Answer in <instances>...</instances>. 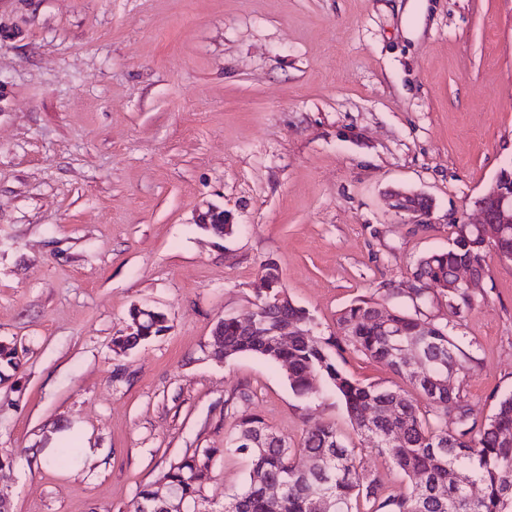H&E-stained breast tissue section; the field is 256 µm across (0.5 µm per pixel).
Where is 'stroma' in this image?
<instances>
[{
    "instance_id": "1",
    "label": "stroma",
    "mask_w": 512,
    "mask_h": 512,
    "mask_svg": "<svg viewBox=\"0 0 512 512\" xmlns=\"http://www.w3.org/2000/svg\"><path fill=\"white\" fill-rule=\"evenodd\" d=\"M512 163V0H0V496L14 512H125L190 448L216 449L223 504L249 465L223 452L238 416L290 443L317 413L359 436L328 384L298 397L283 369L207 353L275 263L317 331L387 296ZM431 201L409 223L389 192ZM228 212L230 235L196 222ZM452 331L470 400L512 394V263L490 259ZM165 334L116 354L134 306ZM364 383L405 387L347 351ZM232 406H225V399ZM70 430L92 448L49 465ZM223 212L221 216V220L217 221L213 217L218 213ZM198 224L207 232L211 233L216 237H224V235H228L233 230V224H230V220L224 214V210H219L218 208L208 207L206 211H201L198 214ZM212 224H224L220 225L219 229L214 228Z\"/></svg>"
}]
</instances>
